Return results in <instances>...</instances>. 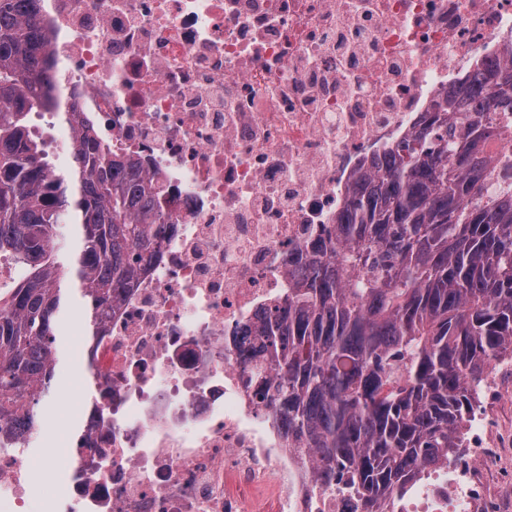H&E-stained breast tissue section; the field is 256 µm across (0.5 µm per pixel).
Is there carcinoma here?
<instances>
[{"mask_svg":"<svg viewBox=\"0 0 512 512\" xmlns=\"http://www.w3.org/2000/svg\"><path fill=\"white\" fill-rule=\"evenodd\" d=\"M36 2L0 0V102L11 104L0 110V257L19 269L0 292V420L29 429L36 385L53 379L65 281H78L96 335L165 223L137 164L88 139L62 169L31 136V113L55 109ZM510 126L512 64L468 75L402 151L359 177L318 254L267 308L258 394L317 486L349 491L356 512H398L461 446L492 363L512 357L508 161L482 194L486 144ZM63 224L83 229L70 267L55 247Z\"/></svg>","mask_w":512,"mask_h":512,"instance_id":"carcinoma-1","label":"carcinoma"}]
</instances>
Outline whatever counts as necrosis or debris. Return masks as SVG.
I'll return each instance as SVG.
<instances>
[{
	"label": "necrosis or debris",
	"mask_w": 512,
	"mask_h": 512,
	"mask_svg": "<svg viewBox=\"0 0 512 512\" xmlns=\"http://www.w3.org/2000/svg\"><path fill=\"white\" fill-rule=\"evenodd\" d=\"M55 94L49 154L81 118L137 162L165 241L87 356L64 450L0 448V506L30 512H354L318 489L250 382L260 327L359 175L486 61L512 58V0H39ZM492 365L462 448L406 512H486L497 466ZM67 478L37 492L35 458Z\"/></svg>",
	"instance_id": "necrosis-or-debris-1"
}]
</instances>
